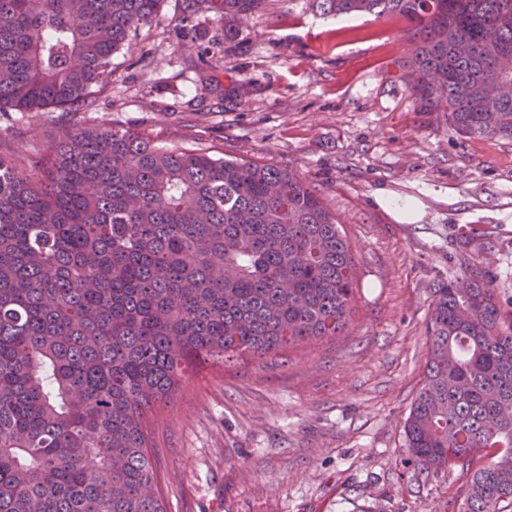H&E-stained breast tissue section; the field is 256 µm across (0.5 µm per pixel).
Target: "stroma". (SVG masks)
I'll return each instance as SVG.
<instances>
[{"label": "stroma", "mask_w": 512, "mask_h": 512, "mask_svg": "<svg viewBox=\"0 0 512 512\" xmlns=\"http://www.w3.org/2000/svg\"><path fill=\"white\" fill-rule=\"evenodd\" d=\"M182 16V0H161L92 111L1 112L0 151L30 169L77 122L294 169L335 212L358 286L345 335L196 360L146 413L168 512H459L465 476L418 473L404 422L431 288L472 257L512 313V141L458 136L421 108L399 16L340 24L310 0H267L244 48L209 68L198 52L223 24L202 11L185 36Z\"/></svg>", "instance_id": "obj_1"}]
</instances>
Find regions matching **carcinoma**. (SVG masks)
<instances>
[{
	"mask_svg": "<svg viewBox=\"0 0 512 512\" xmlns=\"http://www.w3.org/2000/svg\"><path fill=\"white\" fill-rule=\"evenodd\" d=\"M161 0H0V112H86L112 55ZM266 0H186L224 50ZM392 13L405 73L460 136L512 140V0H312ZM356 262L292 169L138 132L66 127L27 173L0 153V512H167L147 410L192 360L342 336ZM421 389L404 425L421 472L468 477L460 512H512V318L481 267L432 291Z\"/></svg>",
	"mask_w": 512,
	"mask_h": 512,
	"instance_id": "1",
	"label": "carcinoma"
}]
</instances>
